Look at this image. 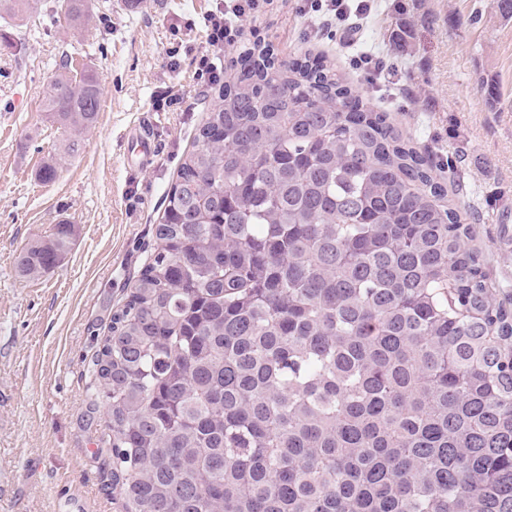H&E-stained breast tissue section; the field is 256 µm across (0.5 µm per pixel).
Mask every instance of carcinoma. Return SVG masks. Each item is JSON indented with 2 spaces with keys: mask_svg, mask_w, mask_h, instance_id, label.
I'll use <instances>...</instances> for the list:
<instances>
[{
  "mask_svg": "<svg viewBox=\"0 0 512 512\" xmlns=\"http://www.w3.org/2000/svg\"><path fill=\"white\" fill-rule=\"evenodd\" d=\"M412 39L401 13L389 42ZM100 96L86 68L51 81L66 153ZM464 161L321 61L240 53L95 358L119 512H512V308L468 246ZM76 235L55 225L20 275Z\"/></svg>",
  "mask_w": 512,
  "mask_h": 512,
  "instance_id": "1",
  "label": "carcinoma"
}]
</instances>
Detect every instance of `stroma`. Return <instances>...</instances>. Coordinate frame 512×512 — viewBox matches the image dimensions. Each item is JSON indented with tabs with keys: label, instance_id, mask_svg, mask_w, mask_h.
Masks as SVG:
<instances>
[{
	"label": "stroma",
	"instance_id": "obj_1",
	"mask_svg": "<svg viewBox=\"0 0 512 512\" xmlns=\"http://www.w3.org/2000/svg\"><path fill=\"white\" fill-rule=\"evenodd\" d=\"M217 3L91 0L94 21L78 31L57 0H38L26 22L0 19V512H117L93 359L157 248L165 196L217 100L214 88L193 83L199 32L178 43L173 31L201 23ZM401 6L415 10L412 55L387 38ZM299 8L267 0L260 9L259 35L278 58H324L420 146L465 149L463 195L482 214L474 245L498 300L512 306V20L496 0H377L351 42ZM362 49L384 58V80L354 67ZM69 58L95 72L101 97L79 152L64 156L71 134L43 98ZM173 86L185 92L181 107L154 111ZM140 124L156 144L145 165L128 143ZM52 158L56 175L42 181ZM59 223L79 227L65 260L23 279L20 251Z\"/></svg>",
	"mask_w": 512,
	"mask_h": 512
}]
</instances>
